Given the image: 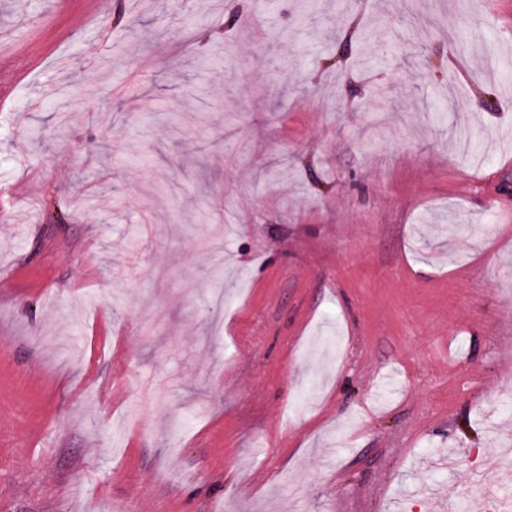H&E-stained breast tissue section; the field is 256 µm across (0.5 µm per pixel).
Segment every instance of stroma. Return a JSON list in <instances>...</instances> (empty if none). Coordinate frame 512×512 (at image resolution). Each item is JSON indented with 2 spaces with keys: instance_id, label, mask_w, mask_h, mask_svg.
<instances>
[{
  "instance_id": "obj_1",
  "label": "stroma",
  "mask_w": 512,
  "mask_h": 512,
  "mask_svg": "<svg viewBox=\"0 0 512 512\" xmlns=\"http://www.w3.org/2000/svg\"><path fill=\"white\" fill-rule=\"evenodd\" d=\"M2 29L0 512L512 501V0Z\"/></svg>"
}]
</instances>
